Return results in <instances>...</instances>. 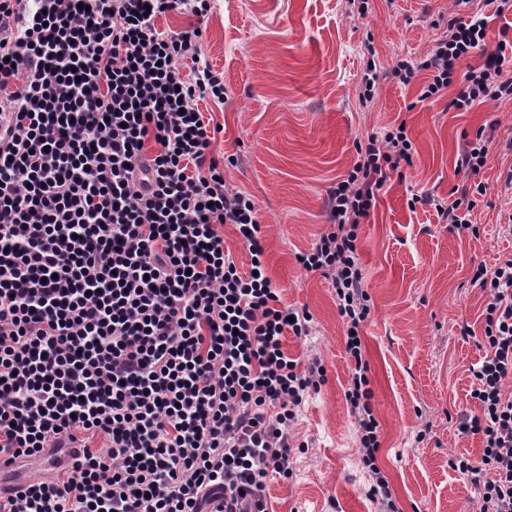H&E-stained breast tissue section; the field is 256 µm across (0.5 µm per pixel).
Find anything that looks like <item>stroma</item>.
Returning <instances> with one entry per match:
<instances>
[{"instance_id": "35a3bbf8", "label": "stroma", "mask_w": 512, "mask_h": 512, "mask_svg": "<svg viewBox=\"0 0 512 512\" xmlns=\"http://www.w3.org/2000/svg\"><path fill=\"white\" fill-rule=\"evenodd\" d=\"M453 0H369L359 15L348 0H211L201 59L223 71V103L201 112L224 130L214 157L229 187L252 196L262 226L265 264L284 305L313 317L310 336H286L292 358L319 359L325 381L302 402L294 431L307 448L290 478L267 482L268 512H380L368 495L356 419L345 400L350 360L336 294L321 272L297 261L326 230L327 192L357 162L356 140L405 124L412 165L395 171L358 228L359 258L370 297L361 330L373 414L380 424L377 464L399 512H481L473 486L451 462H481L480 436L461 433L472 413L471 369L486 351L485 293L468 283L478 264L512 255V193L502 174L512 155L492 149L479 179L487 187L470 220L479 237L442 224L411 195L445 201L466 183L459 155L477 129L512 138V101L461 111L458 88L422 99L425 74L409 85L389 75L401 58H424L446 30ZM385 77L371 102L359 101L367 57ZM469 324L474 338L463 339Z\"/></svg>"}]
</instances>
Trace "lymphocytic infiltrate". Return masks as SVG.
I'll use <instances>...</instances> for the list:
<instances>
[{
	"label": "lymphocytic infiltrate",
	"mask_w": 512,
	"mask_h": 512,
	"mask_svg": "<svg viewBox=\"0 0 512 512\" xmlns=\"http://www.w3.org/2000/svg\"><path fill=\"white\" fill-rule=\"evenodd\" d=\"M454 5L431 52L397 60L391 76L406 85L426 73L425 100L461 81L459 110L512 99V38L486 48L490 16L512 0ZM210 10V0H0V460L70 451L58 474L9 489L0 512H267V478L290 474L296 413L324 369L284 350L286 336L311 335L313 318L281 303L256 205L210 151L199 102H223L224 74L180 68L199 60ZM174 11L192 23L160 32L156 18ZM493 142L478 129L458 158L475 181L456 201L412 203L478 236L465 214L487 192L477 176ZM355 149L328 195L329 231L297 260L337 292L369 494L398 512L376 464L357 230L413 143L396 127ZM225 224L250 272L225 252ZM471 283L487 295L486 355L460 429L481 436L482 455L453 465L483 506L512 512V257L478 265ZM98 434L107 452L85 445ZM220 231L224 235V250L232 254L241 272H248L251 267V256L248 248L240 241L235 227L225 224L224 227H220Z\"/></svg>",
	"instance_id": "1"
}]
</instances>
